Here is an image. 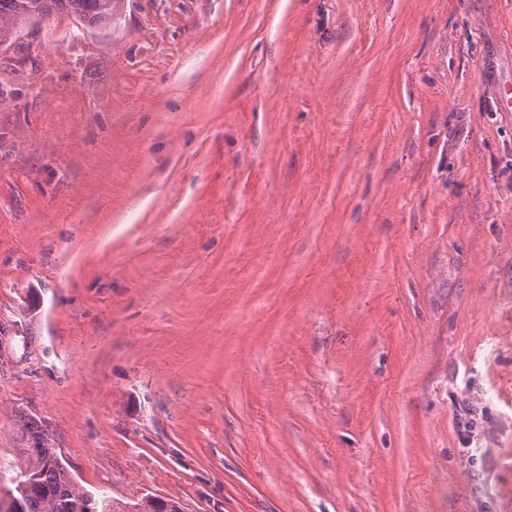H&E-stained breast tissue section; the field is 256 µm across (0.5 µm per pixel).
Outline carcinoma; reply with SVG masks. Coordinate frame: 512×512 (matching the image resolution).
<instances>
[{"mask_svg":"<svg viewBox=\"0 0 512 512\" xmlns=\"http://www.w3.org/2000/svg\"><path fill=\"white\" fill-rule=\"evenodd\" d=\"M115 0H0V43L10 38L6 25L16 26L55 12L74 14L90 27L106 26L112 21ZM25 439L21 449L24 465L11 480L0 486V504L10 502L6 512H110L108 500L95 498L74 482L56 449L34 422L22 418L18 423ZM119 512H182L179 502L146 494L125 503Z\"/></svg>","mask_w":512,"mask_h":512,"instance_id":"obj_1","label":"carcinoma"}]
</instances>
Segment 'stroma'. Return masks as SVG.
<instances>
[{
  "label": "stroma",
  "instance_id": "1",
  "mask_svg": "<svg viewBox=\"0 0 512 512\" xmlns=\"http://www.w3.org/2000/svg\"><path fill=\"white\" fill-rule=\"evenodd\" d=\"M512 0H118L0 54V477L183 512H512ZM18 427L25 439L26 448H20L25 461L11 480L13 487L0 486V512L6 500L10 501L6 512L183 511L178 501L151 494L125 503L119 511L110 510L104 496L92 497L78 487L61 455L34 422L21 418Z\"/></svg>",
  "mask_w": 512,
  "mask_h": 512
}]
</instances>
